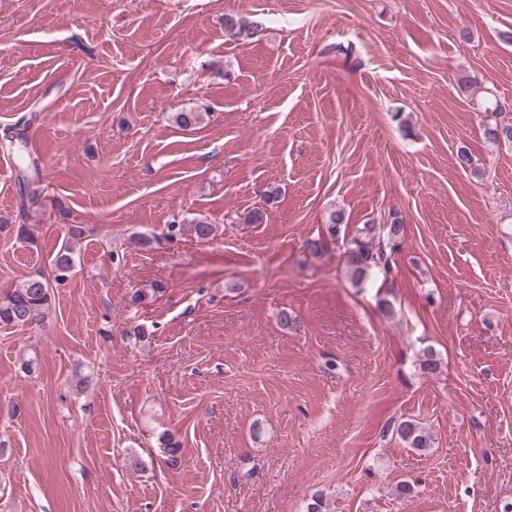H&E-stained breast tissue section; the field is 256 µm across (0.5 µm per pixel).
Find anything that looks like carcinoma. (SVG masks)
<instances>
[{"label":"carcinoma","mask_w":512,"mask_h":512,"mask_svg":"<svg viewBox=\"0 0 512 512\" xmlns=\"http://www.w3.org/2000/svg\"><path fill=\"white\" fill-rule=\"evenodd\" d=\"M224 31L237 40H249L258 32V25L237 14L224 15ZM508 105L498 99H487L485 111L489 119L483 127L484 139L491 143H512V119L505 120ZM344 216L340 212L330 215L329 224L314 238L304 240V247L313 255L322 253L327 243H336L341 232ZM189 230L201 241L214 238L216 227L206 221H197ZM82 227L72 225L68 238L51 259L53 277L36 274L25 279L18 287L0 298V324L12 327H26L43 323L55 308L54 286L62 285L71 277L75 267V244L81 239ZM404 237L402 219L396 217L391 224H364L355 233L344 239V256L350 278L356 283L363 282L371 273L383 276L386 287L393 286L390 276L394 262L392 255ZM419 369L431 376L440 372V361L436 353L427 348L419 359ZM390 429L408 447L423 451L430 447V436L422 424L414 419L393 422ZM181 448L178 443L166 438L162 442L164 463L175 467L179 463Z\"/></svg>","instance_id":"obj_1"}]
</instances>
